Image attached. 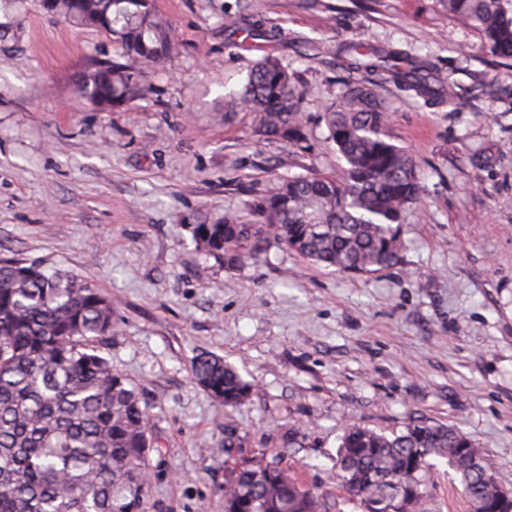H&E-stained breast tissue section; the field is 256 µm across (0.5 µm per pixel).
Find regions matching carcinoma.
I'll return each instance as SVG.
<instances>
[{"mask_svg":"<svg viewBox=\"0 0 512 512\" xmlns=\"http://www.w3.org/2000/svg\"><path fill=\"white\" fill-rule=\"evenodd\" d=\"M464 20L493 56L512 60V0H438ZM107 33L128 64L84 78L86 95L112 92L115 106L136 95L133 71L159 62L174 39L148 0H99ZM352 71L389 73L426 101H443L429 67L397 52L354 43L338 55ZM302 93L288 69L264 57L228 109L246 106L265 139L304 138ZM385 106L375 89L352 82L343 105L328 113V138L345 162L343 177H288L257 208V220L233 213L194 227V240L228 266L256 258L271 244L345 273H372L398 263V225L422 195L413 158L385 139ZM112 335V299L76 277L20 258L0 259V512H142L154 439L137 386L112 370L96 342ZM194 378L214 401L234 407L250 385L215 356L199 357ZM459 429L414 419L390 437L349 428L340 438L337 478L362 512H394L399 499L428 512L423 474L430 458L446 460L465 497L496 489L492 468ZM224 512H330L281 459L238 461L224 483Z\"/></svg>","mask_w":512,"mask_h":512,"instance_id":"cac0c4a2","label":"carcinoma"}]
</instances>
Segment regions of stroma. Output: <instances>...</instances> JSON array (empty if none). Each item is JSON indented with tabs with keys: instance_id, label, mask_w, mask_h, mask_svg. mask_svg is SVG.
I'll return each mask as SVG.
<instances>
[{
	"instance_id": "1",
	"label": "stroma",
	"mask_w": 512,
	"mask_h": 512,
	"mask_svg": "<svg viewBox=\"0 0 512 512\" xmlns=\"http://www.w3.org/2000/svg\"><path fill=\"white\" fill-rule=\"evenodd\" d=\"M175 34L138 69L126 106L78 85L126 61L121 44L0 0V258L68 271L112 298L98 341L143 392L150 455L143 512H224L232 459L281 454L305 486L362 512L336 480L339 438L413 418L462 430L512 490V61L481 50L437 0H151ZM260 31L239 46L225 15ZM364 42L425 60L456 97L430 103L377 75L387 140L418 164L420 202L400 226L398 265L363 277L281 246L236 267L192 228L250 217L279 178H340L324 114L350 75L336 49ZM305 92L300 145L263 139L251 112L226 113L263 56ZM224 357L252 386L214 402L192 369ZM234 430L240 447L224 451ZM431 512H470L445 460L426 481Z\"/></svg>"
}]
</instances>
